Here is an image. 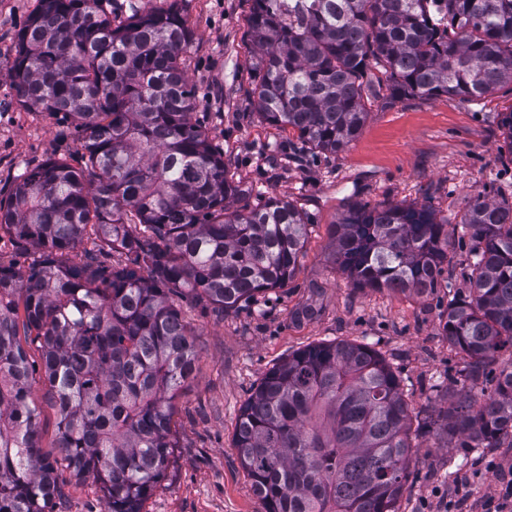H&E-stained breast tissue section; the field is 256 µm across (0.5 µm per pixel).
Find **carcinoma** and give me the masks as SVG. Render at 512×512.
<instances>
[{"instance_id":"carcinoma-1","label":"carcinoma","mask_w":512,"mask_h":512,"mask_svg":"<svg viewBox=\"0 0 512 512\" xmlns=\"http://www.w3.org/2000/svg\"><path fill=\"white\" fill-rule=\"evenodd\" d=\"M109 2L40 0L17 36V99L74 118L81 166L29 169L0 206V229L38 252L26 271L0 264V512H55L61 470L93 477L107 512H141L195 372L179 302H258L293 278L307 234L290 200L250 202L197 122L179 11L118 19ZM248 34L259 118L322 153L359 137L373 67L391 102L512 83V0H253ZM461 228L468 295L448 294L443 331L475 383L512 350V198L474 195ZM332 236L357 288L428 294L448 261V224L425 205H360ZM38 371L55 392L54 456L40 445ZM410 422L386 358L339 341L265 375L235 447L266 512H399ZM441 429L457 448L512 446V359L489 394L454 389Z\"/></svg>"}]
</instances>
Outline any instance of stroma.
<instances>
[{
    "label": "stroma",
    "instance_id": "1",
    "mask_svg": "<svg viewBox=\"0 0 512 512\" xmlns=\"http://www.w3.org/2000/svg\"><path fill=\"white\" fill-rule=\"evenodd\" d=\"M176 3L192 38L186 52L196 89L197 119L243 187L261 197L292 200L308 222L296 273L264 300L219 314L189 301L180 310L194 332L193 379L175 401L166 474L142 512H265L235 448L242 405L264 375L288 355L317 343H363L390 362L407 393L416 444L400 512H422L436 489L451 487L449 462L463 449L442 447L426 414L451 403L445 388L464 367L442 331L449 293L467 294L459 270L470 239L453 235L455 271L432 294H395L353 287L339 268L331 226L357 205H430L456 224L470 198L512 194V160L502 151V113L512 112V84L469 101L455 96L369 99L367 121L344 151L312 153L295 132L262 122L252 88L254 50L247 35L253 0H150ZM39 0H0V200L9 201L20 175L51 158L80 163L75 122L19 104L12 88L16 33ZM475 492L459 512H479L482 495L512 479V447L480 448L460 476ZM61 512H105L98 484L62 477Z\"/></svg>",
    "mask_w": 512,
    "mask_h": 512
}]
</instances>
